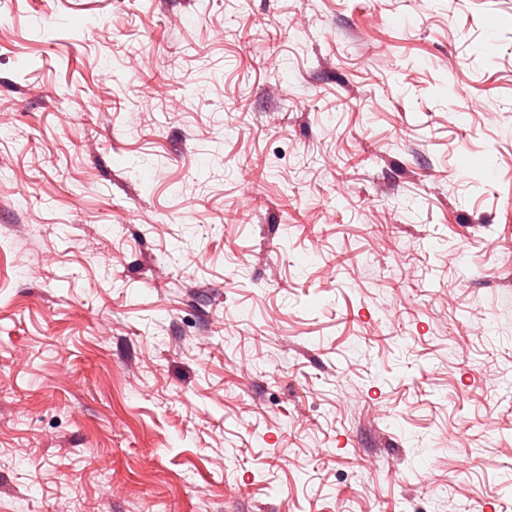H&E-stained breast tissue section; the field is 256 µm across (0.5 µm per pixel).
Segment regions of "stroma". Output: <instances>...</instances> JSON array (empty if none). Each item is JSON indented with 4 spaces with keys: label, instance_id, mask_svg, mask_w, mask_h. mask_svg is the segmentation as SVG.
<instances>
[{
    "label": "stroma",
    "instance_id": "obj_1",
    "mask_svg": "<svg viewBox=\"0 0 512 512\" xmlns=\"http://www.w3.org/2000/svg\"><path fill=\"white\" fill-rule=\"evenodd\" d=\"M512 0H0V512H512Z\"/></svg>",
    "mask_w": 512,
    "mask_h": 512
}]
</instances>
